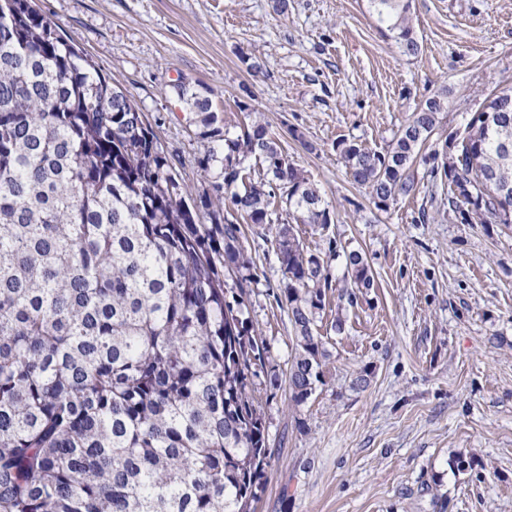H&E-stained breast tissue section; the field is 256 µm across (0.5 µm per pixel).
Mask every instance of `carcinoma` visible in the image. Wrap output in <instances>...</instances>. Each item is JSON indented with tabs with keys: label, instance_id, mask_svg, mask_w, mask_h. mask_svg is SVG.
Returning <instances> with one entry per match:
<instances>
[{
	"label": "carcinoma",
	"instance_id": "carcinoma-1",
	"mask_svg": "<svg viewBox=\"0 0 512 512\" xmlns=\"http://www.w3.org/2000/svg\"><path fill=\"white\" fill-rule=\"evenodd\" d=\"M369 2L417 51L409 0ZM176 90L190 95L194 134L217 144L195 159L209 181L195 197L137 102L33 0H0V512H251L271 457L254 389L268 347L248 312L254 262L226 206L275 229L292 402L325 382L318 322L332 274L292 224L324 227L333 213L267 123L232 132L207 95ZM447 109L426 100L385 152L336 143L377 208L414 190L416 150ZM463 140V164L430 157L448 206L468 224L511 227L512 91L473 113ZM252 158L257 181L244 177ZM344 260L352 302L374 275L361 252ZM479 466L454 457L457 475Z\"/></svg>",
	"mask_w": 512,
	"mask_h": 512
}]
</instances>
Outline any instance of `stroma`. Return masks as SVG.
Here are the masks:
<instances>
[{"label":"stroma","mask_w":512,"mask_h":512,"mask_svg":"<svg viewBox=\"0 0 512 512\" xmlns=\"http://www.w3.org/2000/svg\"><path fill=\"white\" fill-rule=\"evenodd\" d=\"M274 4L34 0L140 104L192 192L204 188L195 159L209 144L188 127L176 85L206 89L235 130L249 122L238 102L262 113L336 215L325 228L296 225L304 247L323 254L333 242L372 268L375 284L356 301L328 291L325 383L297 406L272 235L241 226L255 262L250 315L270 350L254 379L271 451L255 512H512V227L464 223L423 161L487 96L512 87V0H410L412 55L368 0ZM434 96L448 110L410 169L415 190L378 210L336 144L385 151ZM460 452L482 469L456 476Z\"/></svg>","instance_id":"1"}]
</instances>
